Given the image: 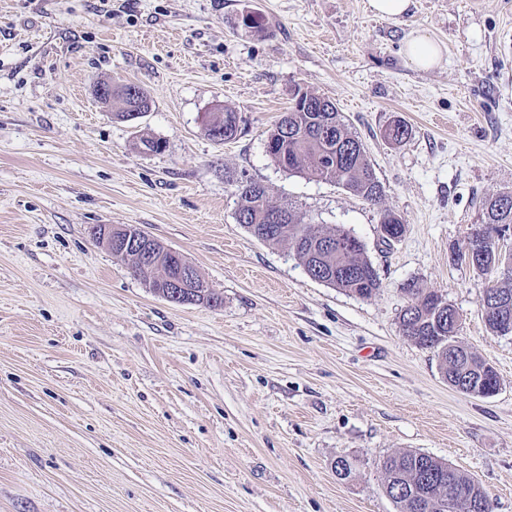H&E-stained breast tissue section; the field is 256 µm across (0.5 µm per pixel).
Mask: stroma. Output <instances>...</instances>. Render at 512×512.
<instances>
[{
	"label": "stroma",
	"mask_w": 512,
	"mask_h": 512,
	"mask_svg": "<svg viewBox=\"0 0 512 512\" xmlns=\"http://www.w3.org/2000/svg\"><path fill=\"white\" fill-rule=\"evenodd\" d=\"M0 0V512H398L380 463L421 451L512 512V335L452 253L512 193V0ZM260 16L263 30L245 26ZM439 67L406 56L415 33ZM136 82L122 122L99 82ZM302 88L331 99L384 187L371 204L279 169L265 133ZM239 115L218 144L204 120ZM395 120L412 135L385 137ZM160 139L140 152V134ZM357 236L382 285L312 280L235 220L239 174ZM406 231L383 243L382 211ZM134 225L192 262L218 306L175 304L90 235ZM443 294L496 369L451 387L401 330L408 284ZM356 459L349 481L338 458ZM371 10L383 17L395 18L404 14L411 0H368ZM410 61L419 68L438 66L442 60L441 47L428 35L417 33L407 42ZM208 121L204 124L207 136L216 143L233 139L238 131V113L230 108H217L208 112ZM221 137L216 136L221 133Z\"/></svg>",
	"instance_id": "1"
}]
</instances>
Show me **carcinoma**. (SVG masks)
I'll return each instance as SVG.
<instances>
[{"mask_svg":"<svg viewBox=\"0 0 512 512\" xmlns=\"http://www.w3.org/2000/svg\"><path fill=\"white\" fill-rule=\"evenodd\" d=\"M323 108H318V103ZM151 108V100L136 82L123 83L112 92V116L125 121L130 112ZM238 113L230 108H217L208 113L204 124L207 136L216 143L233 139L238 131ZM409 126L397 120L386 129V137L401 143L411 136ZM265 149L271 160L283 171L305 174L310 178L332 182L365 201L377 204L384 189L367 158L362 142L349 130L336 105L330 99L298 88L288 111L282 113L268 130ZM235 219L254 238L268 244H286L301 261L312 279L341 289L352 295L369 298L381 288L377 269L367 257L364 244L350 231L335 227L319 231L305 216L289 204L270 200L267 188L260 182L241 176L236 180ZM484 223L501 224L512 230V194L491 196L482 201ZM280 216L271 224L273 214ZM382 235L399 239L405 232L402 218L392 212L381 214ZM147 251L162 256L161 268L142 269L136 251L112 245V257L130 264L133 273L148 282L151 290L163 297L158 278L161 271L177 272L181 254L156 239L147 244ZM204 279L197 276L196 285L182 291V300L189 304L205 302L211 306L221 299ZM499 302L512 305V270L492 285ZM411 300L400 314L403 335L422 348L434 351L448 383L462 394H469L467 383L481 390L498 388L499 380L490 363L475 352H462L448 357V333L457 331L453 313L444 322L438 305L447 302L443 295L426 292L410 285ZM381 467L386 480L401 484L405 492L388 496L399 512H472V504L489 499L485 490L470 476L450 464L419 451L388 455Z\"/></svg>","mask_w":512,"mask_h":512,"instance_id":"carcinoma-1","label":"carcinoma"}]
</instances>
